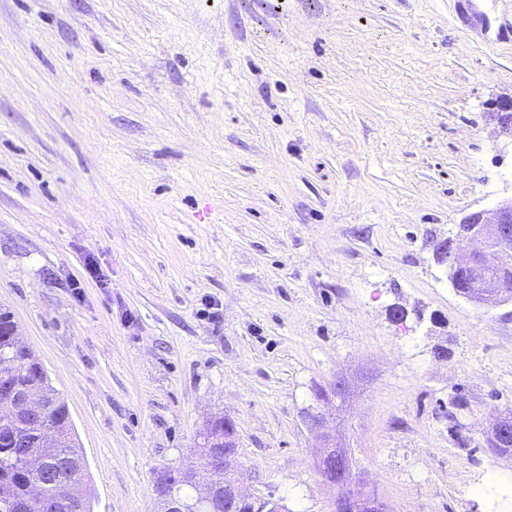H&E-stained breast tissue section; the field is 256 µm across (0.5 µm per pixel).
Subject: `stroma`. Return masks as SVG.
I'll return each instance as SVG.
<instances>
[{
    "instance_id": "1",
    "label": "stroma",
    "mask_w": 512,
    "mask_h": 512,
    "mask_svg": "<svg viewBox=\"0 0 512 512\" xmlns=\"http://www.w3.org/2000/svg\"><path fill=\"white\" fill-rule=\"evenodd\" d=\"M461 2L0 0V306L93 512L218 416L246 492L331 512L315 412L388 512H512V313L432 251L512 196V0ZM490 439L492 441L491 449L497 451L499 448H509L512 445V416L507 415L500 417L493 424L490 432ZM511 449H506L497 452L500 455H510Z\"/></svg>"
}]
</instances>
